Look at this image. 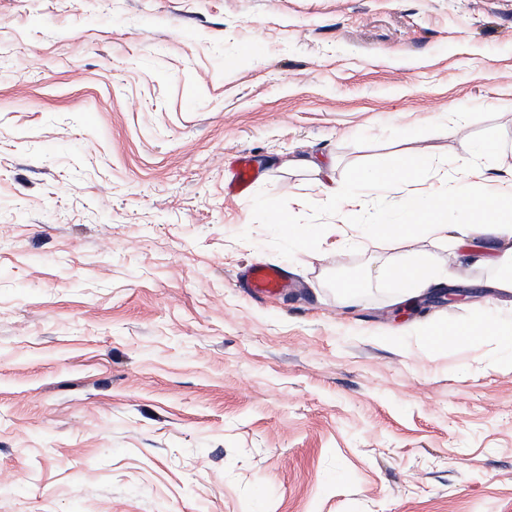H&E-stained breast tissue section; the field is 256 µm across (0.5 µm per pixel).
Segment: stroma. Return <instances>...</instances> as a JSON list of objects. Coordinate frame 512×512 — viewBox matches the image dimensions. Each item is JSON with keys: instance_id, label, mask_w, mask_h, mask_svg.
<instances>
[{"instance_id": "obj_1", "label": "stroma", "mask_w": 512, "mask_h": 512, "mask_svg": "<svg viewBox=\"0 0 512 512\" xmlns=\"http://www.w3.org/2000/svg\"><path fill=\"white\" fill-rule=\"evenodd\" d=\"M409 153L448 201L418 248L477 301L398 299L347 244L410 223L356 180ZM465 171L512 189V0H0V512H512ZM256 259L287 296L237 287ZM253 178V167L248 157H240L236 161V165L231 172V182L229 184V192H243L251 183Z\"/></svg>"}]
</instances>
